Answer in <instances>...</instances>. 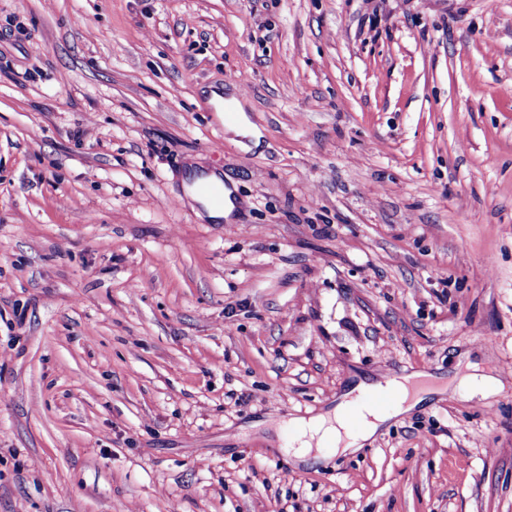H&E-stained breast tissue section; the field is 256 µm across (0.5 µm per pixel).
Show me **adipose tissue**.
Returning <instances> with one entry per match:
<instances>
[{
	"instance_id": "obj_1",
	"label": "adipose tissue",
	"mask_w": 512,
	"mask_h": 512,
	"mask_svg": "<svg viewBox=\"0 0 512 512\" xmlns=\"http://www.w3.org/2000/svg\"><path fill=\"white\" fill-rule=\"evenodd\" d=\"M419 374L406 377L398 383V400L392 413H384L368 407H358L361 418L359 426H352L349 421V409L358 406L361 395L371 391L372 386L359 382L346 392L336 407L326 413L300 421L296 425V446L292 456L300 462H322L321 448L328 443H335L339 453L347 454L358 451L388 421L390 414H401L412 410L424 397L432 393L433 388L419 382Z\"/></svg>"
}]
</instances>
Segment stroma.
<instances>
[{
    "label": "stroma",
    "mask_w": 512,
    "mask_h": 512,
    "mask_svg": "<svg viewBox=\"0 0 512 512\" xmlns=\"http://www.w3.org/2000/svg\"><path fill=\"white\" fill-rule=\"evenodd\" d=\"M510 361L512 0H0V512H512ZM202 182H211L222 185L224 187V194L220 188L213 186L203 187L204 193L214 205L211 204L204 196L198 193L195 188H191L192 196L194 199L198 200L204 205V215L211 221H220L221 219L228 220L235 207V204L231 199L232 191L224 186V182L222 181L221 177L215 173H211L202 179H197L195 187L198 188ZM426 373H414L403 378L404 382L397 383L398 400L392 414L379 412L368 407H359L360 425L355 428L348 421L349 409L357 404L364 393L380 388L379 383L360 381L346 392L336 407L324 414L302 420L296 424L295 443L297 448H291L292 456L298 462H325V457L319 449L329 442H336V452L347 454L358 451L376 432L393 416L409 412L424 397L435 391L432 384L421 385L419 380L429 379Z\"/></svg>",
    "instance_id": "stroma-1"
}]
</instances>
